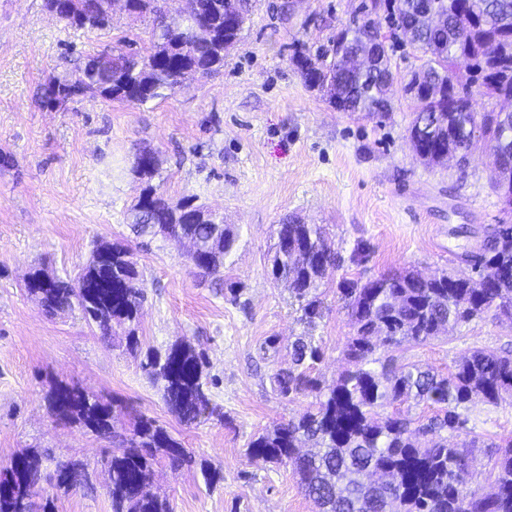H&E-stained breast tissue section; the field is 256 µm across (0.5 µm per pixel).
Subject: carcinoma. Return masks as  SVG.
Masks as SVG:
<instances>
[{
  "mask_svg": "<svg viewBox=\"0 0 512 512\" xmlns=\"http://www.w3.org/2000/svg\"><path fill=\"white\" fill-rule=\"evenodd\" d=\"M165 3L129 0L128 14L152 18L149 52L104 51L78 75L50 82L43 92L46 102L64 105L81 96L84 86L94 85L104 98L143 104L175 91L187 79L220 72L226 53L240 39L253 0H196L194 22L209 31L200 43L192 38L190 28L164 24ZM431 4L445 21L424 27L418 0H382L379 17L398 31L390 52L364 70L348 66L344 57L371 53L369 37L375 25L369 17L357 18L348 28L345 44L334 38L318 52L321 66H315L310 55H299L305 83L322 92L333 107L383 120L392 111L395 96L390 54L400 43L415 47L426 60L411 71L403 90L409 93L422 79L424 90L414 95L419 111L408 128L419 158L434 166L446 162V153L470 154L477 146L468 130L474 124L498 171V183L512 188V127L500 113L478 114L472 107L474 86L485 96L503 95L512 101V0H431ZM68 23L102 30L110 26L112 17L104 12L102 0H83L81 11ZM459 66L465 68L466 79L455 82L453 71ZM454 84L462 97L458 109L451 111L448 86ZM140 197L146 203L137 202L130 209L131 224L139 235L150 234L152 223L179 224L153 185L146 184ZM184 234L213 243V265L202 275L219 274L234 244L224 219L216 215L211 223L196 224ZM109 250L110 258L84 268L76 284L55 280L45 288L43 274L35 272L27 291L49 314L78 305L85 318L105 333L114 321L133 322L144 301L139 273L126 247L113 244ZM470 257L475 271L496 274L483 288L473 279L446 272L424 277L405 271L342 289L353 322V335L345 344L349 367L313 407L250 442V454L295 469L318 512H512V437L491 443L497 453L489 463L490 490L483 493L473 486L470 465L481 444L479 436L450 443L444 435L448 430L470 435L468 418L462 413L468 404L480 400L497 405L512 399V352L473 349L446 375L416 365L393 368L387 357L491 310L497 317L512 318V224L483 228L480 245ZM334 263L321 225L299 224L293 217L278 225L271 275L276 281L291 282L310 324L321 317L315 292L325 269ZM292 348L293 369L275 374L283 396L317 388L309 370L321 359V348L301 338ZM203 368L201 357L183 341L143 364L149 377L162 385L170 409L187 425L213 413ZM411 396L438 406L433 417L416 427L409 417L388 411ZM50 411L59 420H74L101 435L111 433L112 405L77 387L57 388ZM302 442L312 443L316 451L298 454ZM15 458L16 467L0 473V512H53L51 500L37 502L42 480L39 455L22 449ZM162 460L177 470L190 457L155 420L138 416L120 448L103 459L112 512H171L167 500L133 491L136 482L150 480ZM62 468L68 480L57 482L59 488L68 489L84 477V466L78 462Z\"/></svg>",
  "mask_w": 512,
  "mask_h": 512,
  "instance_id": "carcinoma-1",
  "label": "carcinoma"
}]
</instances>
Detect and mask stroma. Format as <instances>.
Listing matches in <instances>:
<instances>
[{
	"label": "stroma",
	"instance_id": "obj_1",
	"mask_svg": "<svg viewBox=\"0 0 512 512\" xmlns=\"http://www.w3.org/2000/svg\"><path fill=\"white\" fill-rule=\"evenodd\" d=\"M359 0H255L223 70L138 104L89 91L63 106L43 89L104 51L150 48V19L115 7L110 28L68 25L45 0H0V471L15 452H39L40 495L54 512H112L102 457L133 419H154L192 460L157 466L148 494L172 512H317L292 467L251 456L252 439L327 392L346 367L353 333L341 290L403 270L469 276L475 232L507 219L486 153L425 165L408 128L417 103L397 94L389 119L334 109L309 87L294 59L349 24ZM153 152L152 180L171 202L196 197L220 212L237 239L219 278L200 277L192 245L137 236L129 210L143 185L140 152ZM295 216L323 225L336 257L317 289L322 315L303 320L287 284L270 275L276 229ZM127 246L145 300L134 322L102 332L79 307L46 313L26 290L34 272L75 279L97 247ZM319 345L316 390L280 395L273 376L292 364V344ZM183 341L202 356L215 414L185 425L143 369L148 354ZM474 348L512 351V320L486 314L395 352L397 364L447 373ZM78 386L120 403L113 435L52 416L50 395ZM484 441L472 463L485 471L487 444L512 436V402L469 405ZM81 461L90 480L70 490L58 463ZM219 479L207 483L206 474Z\"/></svg>",
	"mask_w": 512,
	"mask_h": 512
}]
</instances>
